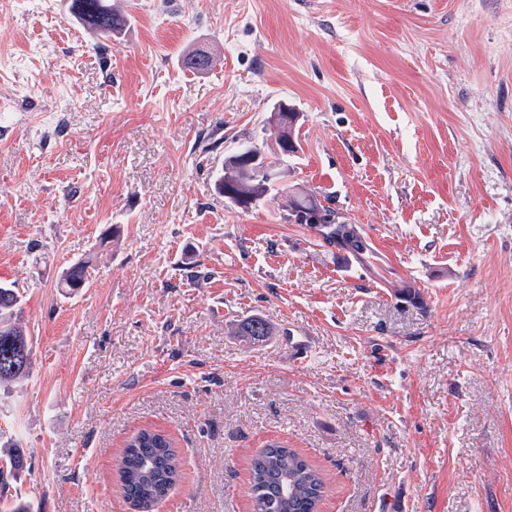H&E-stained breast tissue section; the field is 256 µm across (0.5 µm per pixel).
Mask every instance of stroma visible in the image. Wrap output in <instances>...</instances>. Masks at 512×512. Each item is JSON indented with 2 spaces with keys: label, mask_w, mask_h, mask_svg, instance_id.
<instances>
[{
  "label": "stroma",
  "mask_w": 512,
  "mask_h": 512,
  "mask_svg": "<svg viewBox=\"0 0 512 512\" xmlns=\"http://www.w3.org/2000/svg\"><path fill=\"white\" fill-rule=\"evenodd\" d=\"M112 4L105 42L67 0L0 15V282L32 345L0 391L29 453L8 496L131 512L119 456L155 428L182 461L157 512H252L270 441L324 474L322 512H512V0ZM281 99L302 149L245 212L214 178ZM292 191L370 256L285 222ZM256 314L269 341L233 336ZM91 261L92 259L87 257L70 265L63 272L62 279L60 280L62 288H68L69 291L87 288L89 285Z\"/></svg>",
  "instance_id": "stroma-1"
}]
</instances>
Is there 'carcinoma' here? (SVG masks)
<instances>
[{
  "label": "carcinoma",
  "instance_id": "1",
  "mask_svg": "<svg viewBox=\"0 0 512 512\" xmlns=\"http://www.w3.org/2000/svg\"><path fill=\"white\" fill-rule=\"evenodd\" d=\"M69 10L78 22L95 36L110 39L124 30L127 16L114 9L109 0H70ZM211 64L205 51L183 57V66L201 71ZM275 129L274 142L253 139L238 144L224 158V172L215 184L224 201L241 200L263 203L279 192L277 174L298 153L287 147L299 141L300 125L269 116ZM287 221L303 224L317 231L327 243L364 256L370 246L359 229L331 206L320 204L312 194L295 196L288 204ZM91 258L70 265L62 275L61 286L74 291L89 285ZM21 295L13 284L0 283V387L20 386L28 380L31 344L20 308ZM270 323L259 315L240 321L234 335L253 343L273 335ZM0 488L15 478L26 466V452L18 444L0 446ZM181 462L167 433L143 429L133 436L123 450L119 463V481L126 500L134 507L153 512L180 477ZM249 496L252 512H315L324 496L325 480L320 470L295 449L282 442H270L249 461Z\"/></svg>",
  "mask_w": 512,
  "mask_h": 512
}]
</instances>
